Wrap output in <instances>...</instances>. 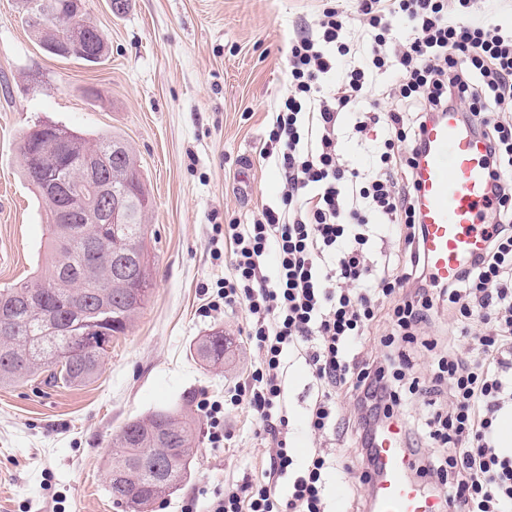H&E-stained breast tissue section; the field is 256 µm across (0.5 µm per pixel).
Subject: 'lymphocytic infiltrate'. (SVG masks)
Segmentation results:
<instances>
[{
    "instance_id": "f902f5d3",
    "label": "lymphocytic infiltrate",
    "mask_w": 512,
    "mask_h": 512,
    "mask_svg": "<svg viewBox=\"0 0 512 512\" xmlns=\"http://www.w3.org/2000/svg\"><path fill=\"white\" fill-rule=\"evenodd\" d=\"M469 6L360 0L371 56L334 89L324 79L347 52L348 16L324 8L320 36L292 43L289 93L259 149L282 175L280 204L262 207L252 223L225 225L231 270L216 292L225 308L246 307V335L260 354L229 405H246L272 447L262 478L246 475L214 492L207 512H327L335 449L301 458L288 437L282 378L296 349L317 388L307 429L332 440L350 421L360 485L372 486L375 439L398 419L415 475L450 512H512V451L501 448L494 427L512 404V30L471 19ZM397 20L408 31L401 42ZM388 69L399 76L394 104L355 111L375 74ZM450 110L488 145L496 207L485 250L438 283L427 269L415 169L428 122ZM347 113L357 135L386 131L371 152V173L337 152L336 126ZM390 226L399 250L380 264L373 242ZM443 305L453 340L424 372L417 353L437 342L420 331ZM466 338L477 341L475 354L461 352ZM412 404L420 417L400 419Z\"/></svg>"
}]
</instances>
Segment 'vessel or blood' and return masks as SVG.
I'll return each instance as SVG.
<instances>
[{
	"label": "vessel or blood",
	"mask_w": 512,
	"mask_h": 512,
	"mask_svg": "<svg viewBox=\"0 0 512 512\" xmlns=\"http://www.w3.org/2000/svg\"><path fill=\"white\" fill-rule=\"evenodd\" d=\"M416 170L424 251L436 281L452 278L486 246L495 201L485 142L451 112L428 123ZM400 423L390 422L375 444L372 512H444L439 498L411 479Z\"/></svg>",
	"instance_id": "obj_1"
}]
</instances>
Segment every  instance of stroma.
Returning a JSON list of instances; mask_svg holds the SVG:
<instances>
[{
	"mask_svg": "<svg viewBox=\"0 0 512 512\" xmlns=\"http://www.w3.org/2000/svg\"><path fill=\"white\" fill-rule=\"evenodd\" d=\"M108 54L87 65L41 48L18 0H0V287L29 280L46 250L47 216L24 176L19 137L38 122L120 136L149 193L154 285L126 335L82 386L41 378L0 386V512H124L106 460L128 420L185 399L224 400L258 366L246 308L211 307L230 266L217 224H247L277 206L283 182L257 147L288 90V48L318 29L327 0H83ZM224 331V364L195 356ZM290 441L307 454L311 371L293 355L285 377ZM197 443L182 486L152 512H204L213 492L265 468L267 441L246 406L227 408L223 447L194 411Z\"/></svg>",
	"mask_w": 512,
	"mask_h": 512,
	"instance_id": "1",
	"label": "stroma"
}]
</instances>
